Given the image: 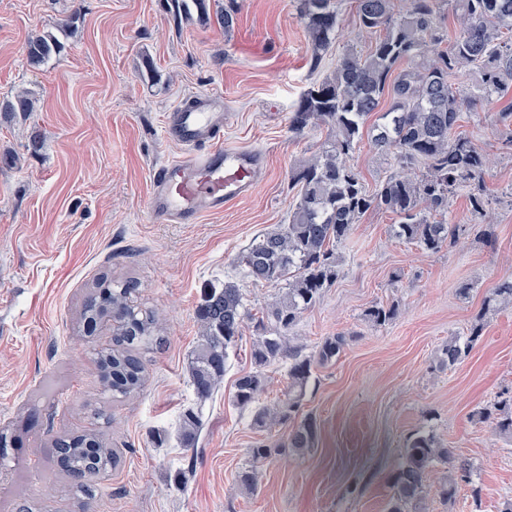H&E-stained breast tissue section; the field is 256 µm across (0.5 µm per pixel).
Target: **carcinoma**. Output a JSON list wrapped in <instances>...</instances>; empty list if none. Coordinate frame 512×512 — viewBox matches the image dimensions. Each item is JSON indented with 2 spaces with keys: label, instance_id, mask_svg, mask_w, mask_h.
Listing matches in <instances>:
<instances>
[{
  "label": "carcinoma",
  "instance_id": "1",
  "mask_svg": "<svg viewBox=\"0 0 512 512\" xmlns=\"http://www.w3.org/2000/svg\"><path fill=\"white\" fill-rule=\"evenodd\" d=\"M176 17H196L203 25L216 23L229 32L235 24L233 0L211 9L213 0H166ZM360 27L375 35L365 52L349 50L336 60L330 74L306 90L289 117V127L301 132L325 126L331 136L291 176L297 202L288 223L256 237L237 257L246 276L277 293L254 319L250 350L253 369L235 382L233 402L256 406L253 425L262 430L286 426L279 443L266 441L251 449V459L237 471L235 485L248 493L258 490L259 464L273 448L305 452L316 447L315 418L298 417L301 401L314 380V366L339 354L346 337L325 339L316 356L302 354L290 344L288 332L302 314L314 307L324 289L340 273L336 246L369 210L399 217L395 236L436 253L454 244L462 226L448 220L450 198L462 186L480 185L489 167L488 156L459 131L463 113L484 100L502 102L496 122L512 146V0H448L451 11H440L439 0H355ZM299 13L310 45L311 66H321L339 32L335 0H299ZM64 45L51 34L27 44L31 63L41 64L60 54ZM476 70L469 86L456 82L462 70ZM35 101L21 90L0 98L6 118L27 116ZM377 152L393 161L394 170L374 191L365 187L350 164L363 134ZM110 292L92 293L80 316L78 344L90 341L98 323L112 317V345L97 352L103 393L128 398L143 391L146 368L138 351L164 343L161 315L137 304V282L113 280ZM393 306H374L367 319L384 326L394 318ZM249 317L246 299L232 282L213 284L196 307L197 345L188 373L197 398H209L224 379L232 352ZM478 316L465 337L448 341L440 365L451 368L465 359L482 336ZM288 361V388L271 406L258 405L265 389L264 368ZM495 429L512 441V395L495 406ZM202 428L199 407L181 416V447L193 448ZM65 471L89 478L112 467L115 453L95 434L67 436ZM405 462L394 478L389 512H412L427 493V477L442 466L444 477L435 486L445 500L456 496L461 483H471V465L451 449L439 447L431 436L420 435L404 450Z\"/></svg>",
  "mask_w": 512,
  "mask_h": 512
}]
</instances>
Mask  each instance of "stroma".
<instances>
[{"label": "stroma", "instance_id": "obj_1", "mask_svg": "<svg viewBox=\"0 0 512 512\" xmlns=\"http://www.w3.org/2000/svg\"><path fill=\"white\" fill-rule=\"evenodd\" d=\"M231 32L175 18L163 0H0V97L28 91L35 110L0 117V427L15 444L0 466V512H387L404 450L416 436L469 460L473 483L452 502L427 492L419 512H500L512 498V442L477 410L512 391V303L492 299L512 276V147L491 123L498 101L465 113L463 132L492 161L484 177V214L472 213L470 189L450 200L465 231L435 254L398 239L396 217L370 210L337 245L336 282L290 333L314 354L328 337L347 343L318 368L302 411L319 443L305 453L272 455L260 489L249 495L234 476L261 440L282 429H255L253 411L234 406L236 378L249 371L252 329L224 380L198 402L188 359L204 289L233 280L250 312L273 289L246 278L235 258L260 234L287 223L297 194L292 170L318 151L323 127L295 133L299 97L323 77L312 70L298 0H236ZM341 35L334 55L372 41L354 0H336ZM53 32L65 46L39 65L28 41ZM221 93L230 112L225 145L263 152L265 172L252 193L196 224H155L148 215L153 167L181 157L165 140L167 113ZM39 139L31 151V139ZM130 278L139 300L165 318V342L145 354L147 383L131 399L101 393L95 348L74 343L87 296L103 277ZM469 294H462V287ZM396 305L379 327L367 311ZM485 327L470 355L440 367L448 341ZM201 404L195 448L180 447L184 409ZM103 434L116 463L83 499L57 463V437ZM187 482L175 486V472Z\"/></svg>", "mask_w": 512, "mask_h": 512}]
</instances>
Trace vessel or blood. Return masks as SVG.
<instances>
[{
  "label": "vessel or blood",
  "mask_w": 512,
  "mask_h": 512,
  "mask_svg": "<svg viewBox=\"0 0 512 512\" xmlns=\"http://www.w3.org/2000/svg\"><path fill=\"white\" fill-rule=\"evenodd\" d=\"M224 98L214 93L170 113L166 138L184 157L156 166L148 211L156 224H194L247 197L264 169L261 154L224 144Z\"/></svg>",
  "instance_id": "vessel-or-blood-1"
}]
</instances>
